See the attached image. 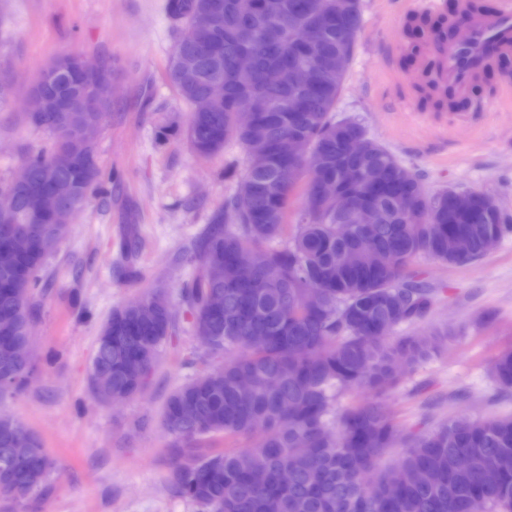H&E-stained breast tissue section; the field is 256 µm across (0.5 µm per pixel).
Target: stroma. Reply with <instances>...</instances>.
Here are the masks:
<instances>
[{"label": "stroma", "instance_id": "35a3bbf8", "mask_svg": "<svg viewBox=\"0 0 512 512\" xmlns=\"http://www.w3.org/2000/svg\"><path fill=\"white\" fill-rule=\"evenodd\" d=\"M164 0H0V68L12 76L0 101V187L23 162L50 152L53 136L33 126L25 97L55 56L87 55L117 76L96 160L112 180L73 216L47 258L35 298V363L29 384L0 399L55 464L47 493L29 512H202L169 490L177 463L161 424L167 397L194 374L204 348L192 331L183 284L197 269L193 244L234 190L227 168L243 171L241 148L199 157L184 137L191 109L166 78V63L187 32ZM363 27L336 113L363 122L371 138L421 172L431 188L493 193L512 213V106L483 112L422 105L418 71L405 58L409 18L386 0H362ZM415 268L437 288L424 321L397 328L428 336L449 326L429 358L385 393L360 387L350 398L377 401L404 432L423 434L459 415L512 414L489 367L512 348V238L482 259L446 266L422 257ZM165 285L176 330L162 344L142 394L101 400L90 362L112 310Z\"/></svg>", "mask_w": 512, "mask_h": 512}]
</instances>
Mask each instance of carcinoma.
Returning a JSON list of instances; mask_svg holds the SVG:
<instances>
[{"instance_id": "cac0c4a2", "label": "carcinoma", "mask_w": 512, "mask_h": 512, "mask_svg": "<svg viewBox=\"0 0 512 512\" xmlns=\"http://www.w3.org/2000/svg\"><path fill=\"white\" fill-rule=\"evenodd\" d=\"M262 2L244 12L240 0H165L169 16L196 27L199 35L194 43H177L166 67L170 84L192 109L185 137L194 150L214 155L234 141L247 164L224 213L203 233L196 256L201 271L182 288L206 353L237 356L201 370L172 392L163 426L187 442L215 435L256 439L247 453L187 455L172 471L170 489L207 512H512V468L498 467L502 458L512 459V415L460 416L409 435L376 403L337 407L350 389L392 387L399 363L413 367L449 334L433 333L430 344L423 336L392 339L399 325L426 318L434 304V289L412 269L415 260L454 266L481 258L487 238L512 237V215L480 189L448 201V188L429 189L364 125L337 118L346 73L319 69L315 84L303 91L288 80L292 68L314 67L319 56L353 54L361 0ZM338 3L347 13L340 28L327 22ZM411 27L431 29L437 44L448 41L444 18L414 19ZM244 50L256 62L246 88L231 73ZM186 61L194 73L190 81ZM414 62L424 67L425 103L443 109L448 93L437 91L441 61L418 48ZM218 78L224 80V99L208 101L206 90ZM244 96L261 107L249 119L234 111ZM28 116L54 135L50 153L27 159L35 182L74 181V207L82 208L111 177L99 170L84 181L83 158L68 159L67 135L73 130L96 141L105 113L37 107ZM293 136L322 150L324 164L314 174L294 162L297 176L305 178L303 204L294 233L277 246L297 184H279L276 172L288 161ZM347 169L366 173L373 186L354 189L351 208L338 211L317 193L316 183ZM69 229L37 217L14 225L41 245L36 255L0 249V318H14L12 329L0 325V352L29 340L38 271ZM459 238L468 243L465 255L456 248ZM245 251L260 253L259 264L240 268L237 258ZM217 293L224 308L214 312L209 300ZM145 303L155 308L150 322L140 314ZM173 329L162 288L114 309L100 327L90 379L107 374L112 391L137 395L140 367H152ZM242 372L250 376L246 390L238 386ZM490 374L500 388L512 390V350L498 356ZM26 376L21 360L7 372L0 367V395L20 391ZM186 403L195 407L190 418L180 414ZM391 448L400 449V456L382 469ZM461 455L470 459L465 469L457 463ZM259 462L264 477L257 481ZM53 472L38 438L18 420L0 416V481L18 509L44 494Z\"/></svg>"}]
</instances>
